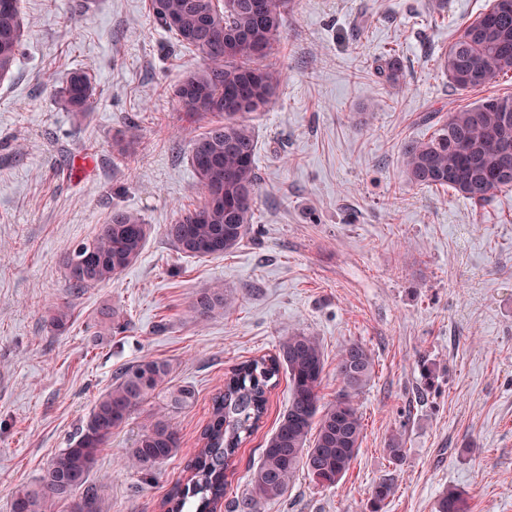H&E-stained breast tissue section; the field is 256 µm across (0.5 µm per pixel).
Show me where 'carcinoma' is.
<instances>
[{"mask_svg": "<svg viewBox=\"0 0 512 512\" xmlns=\"http://www.w3.org/2000/svg\"><path fill=\"white\" fill-rule=\"evenodd\" d=\"M150 0L154 23L179 44L191 46L207 60L187 73L174 91L176 111L191 121L209 115L220 120L189 138V160L204 193L203 202L181 208L174 223L164 225L166 237L191 257H218L235 249L253 229L258 187L254 165L257 147L253 113L269 106L283 83L282 71L268 61L280 41L284 15L295 0ZM23 28L19 0H0V77L19 59ZM437 66L459 91H474L512 71V0H492L488 10L467 23ZM66 111L85 119L93 111L97 89L84 71L69 74L59 90ZM512 95L488 96L455 112L429 138L406 143L402 166L413 186L449 189L475 205L494 192L512 189V178L500 176L501 146L508 136L505 108ZM151 225L128 209H114L94 238L64 256L70 288L81 291L107 282L139 257ZM232 295L221 286L200 291L192 316L205 319L233 307ZM71 319L65 302L50 317L62 331ZM324 354L318 339L304 331L285 337L278 353L255 357L234 366L224 391L214 398L211 417L198 448L176 491L163 502L164 512H216L224 502L227 471L238 448L260 426L269 394L288 376V406L266 442L260 465L250 474L246 495L232 504L233 512H253L261 501L284 496L299 469L323 488L335 486L358 455L362 417L355 399L370 382L371 353L358 342L340 352L336 401L320 404ZM169 363L144 358L126 367L98 399L86 422L51 461L38 483L23 485L11 498L10 512H54L62 501L70 512H101L96 489L89 485L98 455L131 413L154 395L170 406L189 404L194 391L173 387ZM181 447L177 429L164 415L149 424L125 449V465L150 475ZM392 479L372 488L373 504L392 495ZM461 494L445 492L437 512H466Z\"/></svg>", "mask_w": 512, "mask_h": 512, "instance_id": "1", "label": "carcinoma"}]
</instances>
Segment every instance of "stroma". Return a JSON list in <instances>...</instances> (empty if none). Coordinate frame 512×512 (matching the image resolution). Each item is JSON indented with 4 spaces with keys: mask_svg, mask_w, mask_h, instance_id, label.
Wrapping results in <instances>:
<instances>
[{
    "mask_svg": "<svg viewBox=\"0 0 512 512\" xmlns=\"http://www.w3.org/2000/svg\"><path fill=\"white\" fill-rule=\"evenodd\" d=\"M490 2L297 0L275 58L286 79L252 116L255 231L230 253L196 258L162 228L204 198L174 101L203 55L176 46L148 0H20L21 54L0 78V512L67 447L116 374L144 358L168 361L172 385L192 387L195 401L173 411L149 399L114 431L90 482L102 512H163L225 374L275 354L295 331L319 339L325 405L340 390L342 346L371 350L373 377L357 398L361 449L337 486L301 470L284 497L255 512H373L382 478L395 491L380 512H436L449 490L470 512H512V189L477 207L402 174L407 141L480 99L455 90L435 58ZM394 54L396 84L379 72ZM75 70L99 90L81 122L56 96ZM131 121L139 138L117 154ZM116 207L152 224L141 256L71 294L65 252ZM216 284L233 308L192 317L196 293ZM67 300L70 326L58 332L50 315ZM287 404L283 379L236 454L225 503L245 495ZM155 412L177 428L181 448L145 476L118 457ZM395 436L406 448L398 468L387 452Z\"/></svg>",
    "mask_w": 512,
    "mask_h": 512,
    "instance_id": "obj_1",
    "label": "stroma"
}]
</instances>
